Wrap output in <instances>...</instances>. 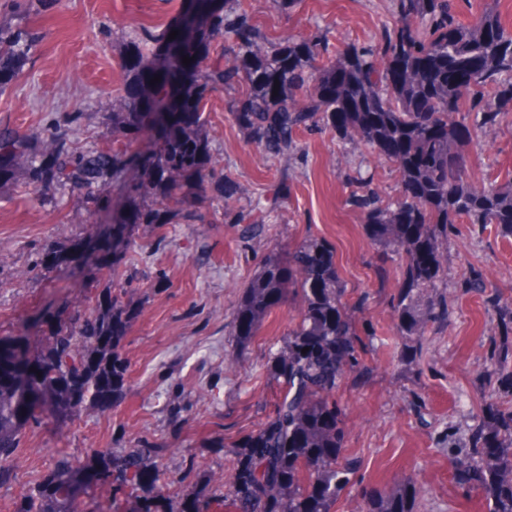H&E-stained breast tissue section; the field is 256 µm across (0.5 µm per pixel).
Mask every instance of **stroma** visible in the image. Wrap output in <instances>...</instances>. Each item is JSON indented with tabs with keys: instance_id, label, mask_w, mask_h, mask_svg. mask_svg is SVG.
<instances>
[{
	"instance_id": "stroma-1",
	"label": "stroma",
	"mask_w": 512,
	"mask_h": 512,
	"mask_svg": "<svg viewBox=\"0 0 512 512\" xmlns=\"http://www.w3.org/2000/svg\"><path fill=\"white\" fill-rule=\"evenodd\" d=\"M188 0H40L22 12L0 0V33L33 43L28 57L6 78L0 122L39 138L55 116L81 111L67 130L68 147L101 145V117L117 108L123 65L146 28L163 29L183 13ZM225 10L247 11L270 41L286 34H327L330 48L382 41L395 14V0H302L282 12L272 0H226ZM204 132L223 185L208 186L196 206L203 224L140 226L135 259L126 268L127 297L140 316L118 345L127 365L122 392L105 406L84 402L76 415H43L26 430L14 453V468L0 481V512H15L22 491L37 487L61 457L95 466L94 451L157 448L186 490L207 496L227 477V447L265 421L281 393L268 370L294 323L287 303L273 310L257 336L240 344L231 321L244 287L258 274L262 253L242 227L227 222L225 205L247 209L290 174L285 208L274 212L267 237L280 252L303 238L326 240L346 288L356 327L364 332L368 374L347 375L336 401L344 413L348 456L359 465L349 496L336 512H357L362 493L394 489L416 477L422 495L414 512H487L483 494L462 486L448 461L449 446L468 444L486 403L484 379L499 315L487 294L466 292L461 280L478 272L492 290L512 295V237L492 224L460 220L448 235L444 275L436 285L448 300V324L428 332L417 365L401 356L393 301L401 286V261L370 243L350 206L354 172L372 176L381 196L398 191L394 165L317 128L298 134L295 158L272 159L246 142L224 114L216 91L205 110ZM465 177L477 186L503 181L512 172V113L467 148ZM235 188L232 200L224 191ZM112 228L90 217L70 184L33 183L28 157L16 160L0 182V337L20 336L28 357L50 339L38 326L44 315L68 324L74 311L96 309L112 286L102 264L71 274L69 248L111 239Z\"/></svg>"
}]
</instances>
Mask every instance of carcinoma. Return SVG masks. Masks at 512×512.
Returning <instances> with one entry per match:
<instances>
[{"instance_id":"cac0c4a2","label":"carcinoma","mask_w":512,"mask_h":512,"mask_svg":"<svg viewBox=\"0 0 512 512\" xmlns=\"http://www.w3.org/2000/svg\"><path fill=\"white\" fill-rule=\"evenodd\" d=\"M176 38H169L172 31ZM220 47L210 61L212 46ZM31 44L0 34V71L30 53ZM192 58L189 64L182 58ZM160 81L152 84L150 80ZM279 88H274V84ZM123 104L103 123L105 145L73 153L54 136L33 140L0 125V181L17 157L29 155L46 181H66L95 209L112 186L126 198L115 224L203 223L188 205L216 179L202 114L219 88L228 92L224 112L254 149L275 159L298 151L297 134L325 127L342 140L390 161L399 173L398 193L383 198L360 192L350 203L361 215L374 245L403 262L394 304L398 336L422 341L430 328L448 323V309L436 299L419 304L424 290L440 279L448 232L461 217L495 224L512 237V177L504 184L476 187L463 177L472 134L499 125L512 101V31L493 10L473 23L459 21L453 0H397L385 39L371 47L345 44L325 56L320 35L290 34L271 45L248 13H229L224 0H190L184 17L164 30L143 31L134 61L124 71ZM475 87L493 90L473 124L458 119L471 111ZM263 207L234 214L248 222V238L267 253L259 274L244 289L232 319L235 336L247 343L272 310L296 296V323L270 354L283 390L274 409L230 451L224 498L234 512H335L349 492L358 460L345 454L346 430L335 393L342 378L368 370L358 350L351 318L330 246L307 237L288 256L268 245ZM128 249L112 251L106 265L119 292L105 312L78 313L68 327L49 326L50 348L35 371L19 373L27 361L16 339H0V479L19 447L26 425L48 410L60 418L76 414L85 400L103 403L117 395L123 367L116 347L135 313L123 300L121 266ZM493 307L504 314L491 353L497 387L512 389V295L498 294ZM308 351H303V348ZM512 407L489 404L468 446L449 451L462 484L483 493L488 512H512ZM101 466L81 470L62 457L34 490L21 493L15 512H74L77 496L101 481L140 489L131 512H209L198 495L186 493L181 507H169L163 488L171 483L159 453L143 448L127 455L96 452ZM416 481L407 476L391 492L372 489L359 512H413Z\"/></svg>"}]
</instances>
